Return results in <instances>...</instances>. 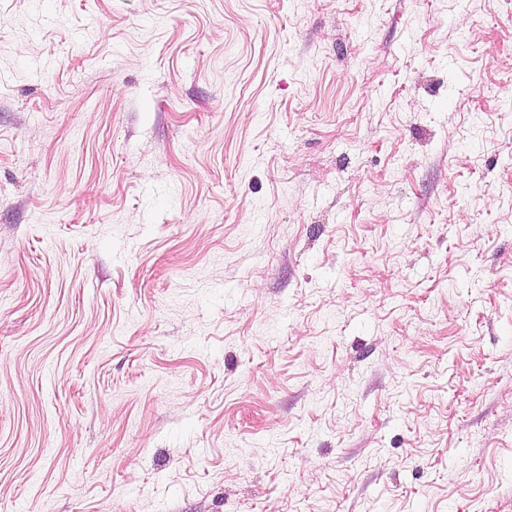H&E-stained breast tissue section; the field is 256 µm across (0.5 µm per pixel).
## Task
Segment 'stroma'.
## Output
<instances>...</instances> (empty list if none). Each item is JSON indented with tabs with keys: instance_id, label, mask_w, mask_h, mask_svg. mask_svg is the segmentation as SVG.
Listing matches in <instances>:
<instances>
[{
	"instance_id": "stroma-1",
	"label": "stroma",
	"mask_w": 512,
	"mask_h": 512,
	"mask_svg": "<svg viewBox=\"0 0 512 512\" xmlns=\"http://www.w3.org/2000/svg\"><path fill=\"white\" fill-rule=\"evenodd\" d=\"M0 512H512V0H0Z\"/></svg>"
}]
</instances>
